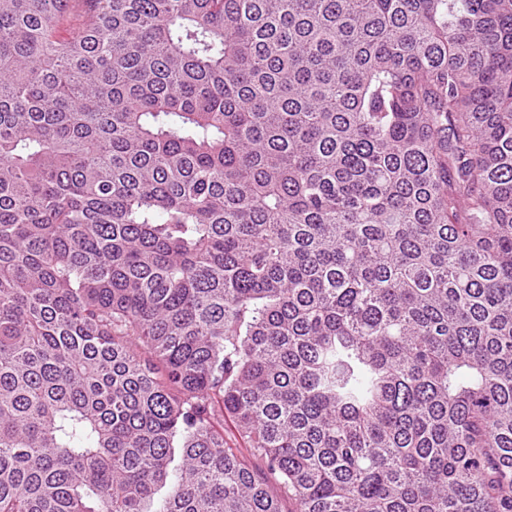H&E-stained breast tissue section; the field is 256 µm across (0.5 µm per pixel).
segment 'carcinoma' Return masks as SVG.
<instances>
[{
  "label": "carcinoma",
  "instance_id": "obj_1",
  "mask_svg": "<svg viewBox=\"0 0 512 512\" xmlns=\"http://www.w3.org/2000/svg\"><path fill=\"white\" fill-rule=\"evenodd\" d=\"M286 497L512 512V0H0V512Z\"/></svg>",
  "mask_w": 512,
  "mask_h": 512
}]
</instances>
